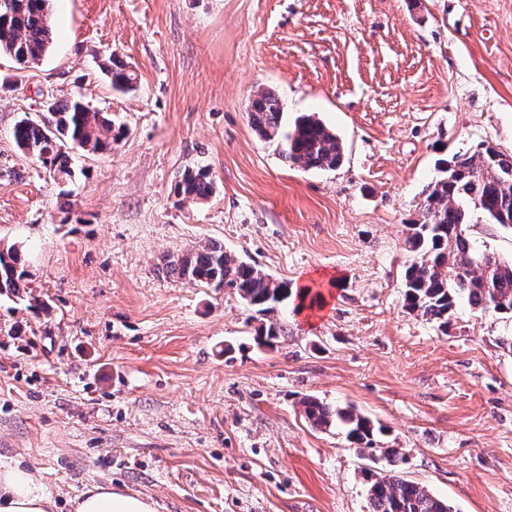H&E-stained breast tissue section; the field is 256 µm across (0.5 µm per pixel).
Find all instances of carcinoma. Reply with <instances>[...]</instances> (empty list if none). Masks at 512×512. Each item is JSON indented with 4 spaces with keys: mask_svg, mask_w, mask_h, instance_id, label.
<instances>
[{
    "mask_svg": "<svg viewBox=\"0 0 512 512\" xmlns=\"http://www.w3.org/2000/svg\"><path fill=\"white\" fill-rule=\"evenodd\" d=\"M54 32L49 0H9L0 7V55L23 70L49 52ZM103 71L112 87L135 89V73L109 57ZM284 108L273 91L259 90L251 102L249 121L254 130L275 147L287 162L306 170H333L343 161L339 138L313 115L304 114L289 125ZM125 130L100 112L91 111L79 97L50 102L41 121L20 118L13 126L16 146L41 162L55 181L69 182L76 176L62 146L72 144L84 151H112ZM438 175L427 183L418 203L417 218L407 225L406 245L413 254L403 276V296L409 312L438 328H448L459 299L482 311L512 316V258L474 250L464 225L470 210H477L503 228L512 230V154L490 143L442 158ZM181 200H203L215 185L204 170L187 171L175 187ZM166 274L189 282H205L234 291L259 315H268L288 300V282L277 281L263 270L226 252L217 244H206L188 253L164 258ZM27 271L19 247L0 249V297L22 296ZM283 329L276 322L262 324L257 344L272 346ZM305 418L320 430L342 424L347 438L368 458L381 453L386 466L372 472L368 487V512H453L448 501L421 484L398 474L402 460L397 448H377V430L366 417L352 414L314 397L302 400Z\"/></svg>",
    "mask_w": 512,
    "mask_h": 512,
    "instance_id": "carcinoma-1",
    "label": "carcinoma"
}]
</instances>
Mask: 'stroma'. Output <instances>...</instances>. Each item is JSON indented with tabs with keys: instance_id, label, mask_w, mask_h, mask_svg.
Returning <instances> with one entry per match:
<instances>
[{
	"instance_id": "stroma-1",
	"label": "stroma",
	"mask_w": 512,
	"mask_h": 512,
	"mask_svg": "<svg viewBox=\"0 0 512 512\" xmlns=\"http://www.w3.org/2000/svg\"><path fill=\"white\" fill-rule=\"evenodd\" d=\"M51 21L37 66L0 57V246L27 270L0 298V463L39 472L55 512L95 484L156 512H368L371 462L310 426L313 396L380 427L454 512H512V317L463 302L443 331L402 288L437 160L512 153V0H53ZM111 54L135 91L101 71ZM260 89L331 128L341 165L262 141ZM76 95L127 134L71 150L61 184L11 130ZM198 168L215 193L179 202ZM465 230L512 257L481 212ZM211 241L321 303L276 308L258 346L237 294L158 272Z\"/></svg>"
}]
</instances>
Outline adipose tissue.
I'll use <instances>...</instances> for the list:
<instances>
[{"instance_id":"adipose-tissue-1","label":"adipose tissue","mask_w":512,"mask_h":512,"mask_svg":"<svg viewBox=\"0 0 512 512\" xmlns=\"http://www.w3.org/2000/svg\"><path fill=\"white\" fill-rule=\"evenodd\" d=\"M54 497L41 478L17 465L0 464V512H53ZM75 512H155L151 500L113 491L110 487H89L74 505Z\"/></svg>"}]
</instances>
